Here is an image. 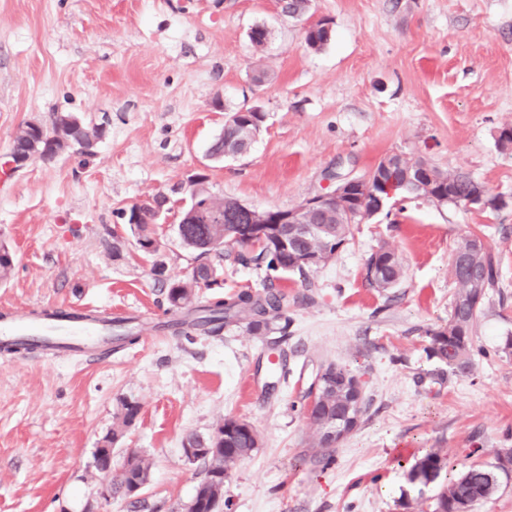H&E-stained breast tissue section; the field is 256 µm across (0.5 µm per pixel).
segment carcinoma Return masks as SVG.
I'll return each instance as SVG.
<instances>
[{"label": "carcinoma", "instance_id": "cac0c4a2", "mask_svg": "<svg viewBox=\"0 0 512 512\" xmlns=\"http://www.w3.org/2000/svg\"><path fill=\"white\" fill-rule=\"evenodd\" d=\"M42 140L36 134L29 139L18 140L13 144V151L22 157L35 152H40L39 158L50 160L53 155L47 150H39ZM240 141L235 133L224 130V134L218 136L211 149L218 152L237 150ZM441 176L449 182V187L456 204L463 201L475 192L483 189L469 174L463 172H443ZM326 227L329 232L306 236L299 234L302 246L313 253H319L326 259L333 257L337 245L348 240L350 235V223L338 215L327 218ZM237 229L233 224H226L222 228L211 227L207 224H186L181 237V243L201 253L216 251L224 246V243L210 245L205 236L219 235L228 240H233L241 245L248 244L243 238L236 237ZM255 261L266 264V268L275 272L286 269L291 271H303V268L293 267V254L280 247L277 236H269L267 245L260 249ZM15 266L14 254L7 246L0 244V280L8 279ZM366 280L370 285L378 288L375 273L384 271L388 279L399 284L404 275V266L400 255L387 245H382L377 251L370 254L365 263ZM476 275L479 276L487 288L495 287L498 269L497 261L492 251L484 252L476 256ZM204 284L208 288L218 287L217 270L209 265H200L194 268L191 280L173 284L168 290V301L171 307L182 311V315L166 322L165 328L172 331L175 336H189L193 332L218 334L230 324L246 322L249 332L260 335L271 330V325L283 322L281 331H286L289 319L288 294L282 292H268L264 295L253 294L249 291H241L225 297H217L204 306H193L194 287ZM472 290L465 287L462 282H457L451 312L448 316V324L432 333L434 355L443 363L448 364V369L459 373L468 374L473 367V329L476 325L482 306L466 308L462 301L469 298ZM345 397L339 392L327 393L326 403L313 409L303 406V412L318 435V446L326 447L323 438L324 425L334 423L345 411ZM217 429L224 431V440L214 441L209 437L191 435L186 442L191 446H209L224 449L222 456L205 458V479L211 480L213 470L219 469L227 475L242 460L250 457L259 446V436L254 426L245 420L226 418L219 423ZM447 467V458L438 452H431L423 456L413 466L409 473L412 482H418L424 486L438 481L442 471ZM505 469L486 467L481 464L472 465L466 469L454 482L442 487L435 498L433 512H471V507L478 501L489 498L496 490L499 482L498 470Z\"/></svg>", "mask_w": 512, "mask_h": 512}]
</instances>
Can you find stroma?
<instances>
[{"mask_svg":"<svg viewBox=\"0 0 512 512\" xmlns=\"http://www.w3.org/2000/svg\"><path fill=\"white\" fill-rule=\"evenodd\" d=\"M321 20L331 36L314 50L304 27ZM257 24L270 31L260 47ZM244 105L263 112L260 135L210 159ZM59 115L103 135L89 152L0 172V242L16 256L0 312L89 303L138 340L95 362L0 351V512H184L205 476L186 438L227 417L260 436L224 480L229 512H432L436 485L407 477L418 459L441 453L452 480L512 452V150L497 142L512 126V0H312L301 20L276 0H0V155L21 126ZM390 152L468 173L508 205L399 194L302 273L241 261L231 241L202 256L178 238L197 169L215 197L287 210L327 191L328 174L367 175ZM152 196L165 204L147 254L122 214ZM472 235L495 254L498 285L462 376L432 357L431 333L456 292L453 246ZM383 244L405 276L381 292L364 263ZM203 262L225 291L287 292V332L156 335L173 317L169 285ZM328 363L362 380L366 407L321 448L302 406ZM127 401L140 412L112 467L133 451L149 479L140 497L107 501L94 452Z\"/></svg>","mask_w":512,"mask_h":512,"instance_id":"1","label":"stroma"}]
</instances>
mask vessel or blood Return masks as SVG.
Wrapping results in <instances>:
<instances>
[{"label": "vessel or blood", "instance_id": "1", "mask_svg": "<svg viewBox=\"0 0 512 512\" xmlns=\"http://www.w3.org/2000/svg\"><path fill=\"white\" fill-rule=\"evenodd\" d=\"M115 341L112 319L88 305L70 306L64 317L0 314V343L17 348L23 356L39 352L99 360L111 355Z\"/></svg>", "mask_w": 512, "mask_h": 512}]
</instances>
